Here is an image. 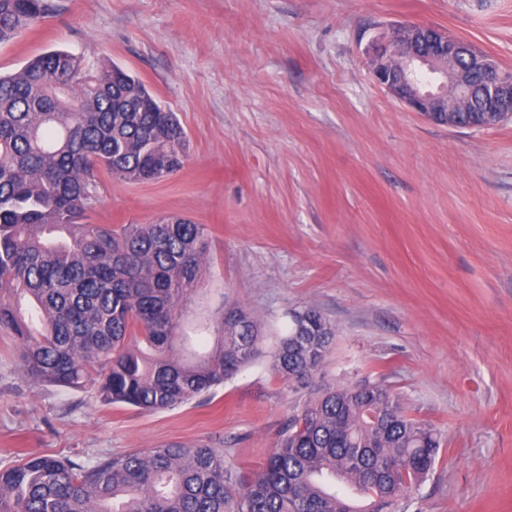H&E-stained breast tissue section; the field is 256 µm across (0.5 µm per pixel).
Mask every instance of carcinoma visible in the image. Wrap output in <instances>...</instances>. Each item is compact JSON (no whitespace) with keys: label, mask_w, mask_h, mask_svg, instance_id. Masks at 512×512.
Here are the masks:
<instances>
[{"label":"carcinoma","mask_w":512,"mask_h":512,"mask_svg":"<svg viewBox=\"0 0 512 512\" xmlns=\"http://www.w3.org/2000/svg\"><path fill=\"white\" fill-rule=\"evenodd\" d=\"M47 9L45 0H0V43ZM185 161L175 113L119 67L49 50L0 75V330L17 341L29 378L153 412L223 385L262 355L284 381L304 386L318 374L336 337L319 310L291 313L265 350L251 313L200 297L204 225L84 222L101 170L155 182ZM440 443L386 386H329L250 477L206 447L93 464L27 456L0 466V512H399ZM336 471L368 503L349 507L327 492L317 476Z\"/></svg>","instance_id":"obj_1"}]
</instances>
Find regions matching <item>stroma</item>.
<instances>
[{
	"mask_svg": "<svg viewBox=\"0 0 512 512\" xmlns=\"http://www.w3.org/2000/svg\"><path fill=\"white\" fill-rule=\"evenodd\" d=\"M0 44V74L64 49L126 69L187 134L160 182L102 173L91 224L206 225L201 283L261 323L336 327L298 387L268 358L187 403L142 412L38 383L0 333V462L205 445L252 475L326 385L379 382L442 444L407 512H512V119L448 127L381 88L366 50L389 25H433L512 71V0H48Z\"/></svg>",
	"mask_w": 512,
	"mask_h": 512,
	"instance_id": "1",
	"label": "stroma"
}]
</instances>
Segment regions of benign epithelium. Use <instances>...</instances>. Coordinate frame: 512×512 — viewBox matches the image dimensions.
<instances>
[{"instance_id":"obj_1","label":"benign epithelium","mask_w":512,"mask_h":512,"mask_svg":"<svg viewBox=\"0 0 512 512\" xmlns=\"http://www.w3.org/2000/svg\"><path fill=\"white\" fill-rule=\"evenodd\" d=\"M376 82L399 102L450 127L489 126L512 118V74L447 31L420 24H393L366 54ZM487 78L484 104L470 92L471 71Z\"/></svg>"}]
</instances>
